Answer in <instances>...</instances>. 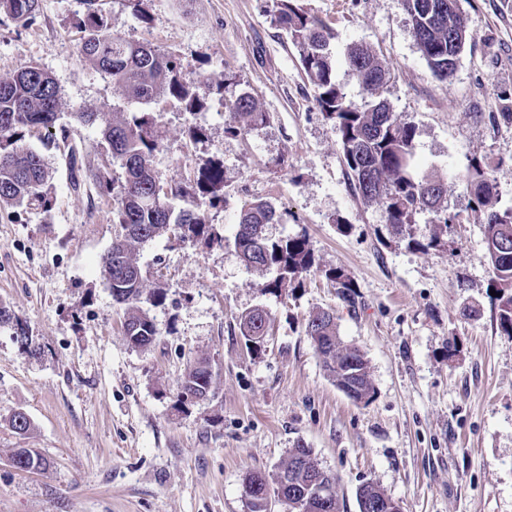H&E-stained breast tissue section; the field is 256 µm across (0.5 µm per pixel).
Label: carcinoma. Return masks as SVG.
<instances>
[{
	"instance_id": "1",
	"label": "carcinoma",
	"mask_w": 512,
	"mask_h": 512,
	"mask_svg": "<svg viewBox=\"0 0 512 512\" xmlns=\"http://www.w3.org/2000/svg\"><path fill=\"white\" fill-rule=\"evenodd\" d=\"M88 14L81 23L80 51L91 62L122 85L139 112L107 122L102 138L112 164L98 163L73 152L68 159L74 189L93 185L100 197L112 199V223L121 225L123 235L102 257L101 268L113 299L128 306L123 328L129 343L149 347L158 328L139 308L147 275L134 257V248L159 236L172 233L193 245L222 244L208 224L202 207L224 202V172L217 163L199 170L191 185L164 186L154 174L151 159L159 147L155 116L148 107L161 98L176 103L184 112H200L212 94L224 95V87L213 86L205 76L186 77L179 58L148 43H133L110 33L100 8L101 0H87ZM447 0H400L416 43L433 73L446 80L454 72L467 42V20L462 17L448 27V17L437 10ZM41 0H0V13L25 28L37 17ZM273 22L286 31L296 48L304 72L314 88V98L323 116L332 123L356 194L365 203L383 207L384 222L397 231H409L424 212L436 216L434 230L422 242L409 237V244L430 249L441 246L448 225L457 215L442 208L448 193L445 181L419 178L412 170L416 128L401 121L385 100L350 99L336 79V61L328 27L299 5V0H274ZM347 71L370 94L387 85L389 69L376 52L354 44L345 54ZM58 91L52 78L38 65L29 63L9 81H0V205L44 211L52 204L48 192V172L41 155L22 143L26 130L43 129L51 140H66L68 130L57 124ZM231 121L226 130L244 135L268 120L256 109L254 97L244 93L230 104ZM121 173H116L114 167ZM474 205L496 221L483 224L485 243L512 245V205L500 202L493 170L487 163L473 162L460 176ZM278 208L268 200L250 199L242 203L235 224L232 246L248 266L264 269L271 278L263 285L266 293H279L300 282L315 266L314 253L304 236L275 237L266 227L280 223ZM491 266V287L497 289V318L500 330L512 336V250L497 255L487 250ZM348 308H356L355 285L340 270L326 273ZM268 314L255 308L240 319L241 335L257 334L267 326ZM305 336L322 357L330 378L341 388L372 394L363 353L343 344L336 332V317L318 312L304 324ZM183 383L199 392L211 391L206 371L193 366ZM312 450L299 445L281 466L289 483L287 492L303 496L319 474L306 464ZM25 457L30 472L44 467V459L30 448H19L13 456Z\"/></svg>"
}]
</instances>
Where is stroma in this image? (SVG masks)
Instances as JSON below:
<instances>
[{
    "label": "stroma",
    "instance_id": "1",
    "mask_svg": "<svg viewBox=\"0 0 512 512\" xmlns=\"http://www.w3.org/2000/svg\"><path fill=\"white\" fill-rule=\"evenodd\" d=\"M334 35L336 78L353 100L365 92L343 63L347 47H371L391 79L383 93L416 128L417 173L448 183L457 214L447 246L415 249L385 224L377 204L353 191L332 125L314 100L296 51L271 21L272 0H103L112 33L148 42L205 75L224 97L251 93L266 124L227 133V109L212 99L189 114L151 105L160 181H188L210 160L224 167V203L207 221L232 237L240 202L272 201L274 234L303 235L315 268L297 287L262 293L265 272L233 247L192 246L163 236L137 247L155 342L133 347L101 258L120 231L112 201L70 186L67 150L42 132L51 179L49 211L0 208V302L27 326L30 353L0 327V512H248L245 477L268 481L292 448L305 445L334 472L343 512H359L371 484L402 512H512V336L496 322L485 215L459 177L473 159L494 169L512 203V0H460L468 38L449 79L419 51L400 0H301ZM84 0H41L24 28L0 14V81L34 62L58 89L59 121L85 153L100 149L105 120L133 111L124 88L80 52ZM77 112H98L92 124ZM200 125L202 139L188 129ZM347 231H340L338 222ZM349 274L358 307L348 311L326 279ZM269 315L260 350L247 348L242 314ZM336 314L341 341L361 350L374 394L356 402L328 377L303 332L310 315ZM214 373L206 399L182 403L181 383L197 361ZM31 431L16 434L13 412ZM31 448L42 470L20 472L14 450Z\"/></svg>",
    "mask_w": 512,
    "mask_h": 512
}]
</instances>
